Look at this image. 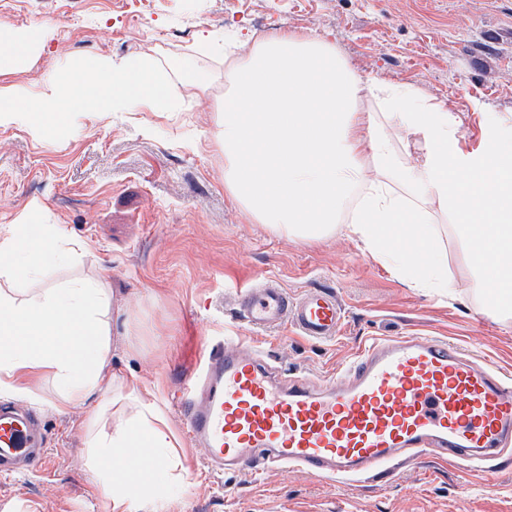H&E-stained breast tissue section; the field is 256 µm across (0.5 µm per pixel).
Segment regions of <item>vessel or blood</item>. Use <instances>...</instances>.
<instances>
[{
  "mask_svg": "<svg viewBox=\"0 0 512 512\" xmlns=\"http://www.w3.org/2000/svg\"><path fill=\"white\" fill-rule=\"evenodd\" d=\"M233 306L257 330L293 326L315 340L337 336L344 309L334 293L297 297L273 283L239 292ZM191 439L215 471L294 467L339 480L380 473L423 449L440 459L490 464L512 445V378L441 338L370 343L318 389L247 354L228 339L207 348L180 395ZM35 414L0 404V474L44 463Z\"/></svg>",
  "mask_w": 512,
  "mask_h": 512,
  "instance_id": "vessel-or-blood-1",
  "label": "vessel or blood"
}]
</instances>
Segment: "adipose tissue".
I'll return each instance as SVG.
<instances>
[{"mask_svg": "<svg viewBox=\"0 0 512 512\" xmlns=\"http://www.w3.org/2000/svg\"><path fill=\"white\" fill-rule=\"evenodd\" d=\"M45 44L41 28H1L0 76ZM208 47L224 61L217 142L232 204L289 236L343 230L420 288L452 285L431 228L452 216L474 292L512 317V139L489 131L463 150L453 102L360 79L316 34L216 35ZM90 255L39 210L0 232V395L41 404L37 384L48 377L64 406L89 407L85 445L102 512H143L179 486L186 466L159 384L106 370L114 296ZM78 264L80 275L48 281L51 269Z\"/></svg>", "mask_w": 512, "mask_h": 512, "instance_id": "adipose-tissue-1", "label": "adipose tissue"}]
</instances>
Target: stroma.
<instances>
[{"label":"stroma","mask_w":512,"mask_h":512,"mask_svg":"<svg viewBox=\"0 0 512 512\" xmlns=\"http://www.w3.org/2000/svg\"><path fill=\"white\" fill-rule=\"evenodd\" d=\"M44 27L47 46L26 69L0 77L37 94L70 59L143 53L194 56L213 82L183 112L83 113L72 134L50 141L0 125V231L48 207L51 223L89 243L115 290L107 367L118 379L160 382L188 472L167 512H512V463L485 472L420 452L405 464L341 482L288 468L250 476L211 473L192 445L174 397L208 339L230 336L311 382L335 377L373 339L416 334L457 343L512 376V323L469 292L461 240L450 218L434 230L453 296L412 287L361 242L337 233L288 236L251 220L224 194L216 141L224 64L202 52L208 33L242 37L317 33L360 77L412 82L450 97L469 147L482 113L512 129V0H0V25ZM274 282L290 295L333 290L341 333L309 340L292 328L255 330L230 297ZM156 301H147L148 292ZM37 413L49 436L45 465L0 475V512H98L88 471L84 409L59 408L44 380Z\"/></svg>","instance_id":"obj_1"}]
</instances>
